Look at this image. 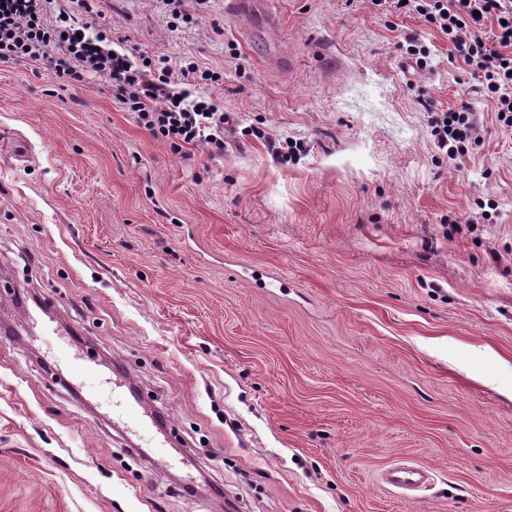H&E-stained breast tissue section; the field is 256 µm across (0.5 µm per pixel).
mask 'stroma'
Instances as JSON below:
<instances>
[{
    "mask_svg": "<svg viewBox=\"0 0 512 512\" xmlns=\"http://www.w3.org/2000/svg\"><path fill=\"white\" fill-rule=\"evenodd\" d=\"M93 37L216 72L224 148L175 152L110 83L0 62V317L54 303L168 423V462L0 335V512H512V128L442 34L370 0H268L288 75L225 0H88ZM417 34L425 68L402 44ZM483 138L449 159L429 104ZM265 132L245 135L246 127ZM303 143L280 161L275 142ZM417 463L407 500L380 483ZM384 484L398 490L426 489L432 479V471L418 465H393L381 473Z\"/></svg>",
    "mask_w": 512,
    "mask_h": 512,
    "instance_id": "1",
    "label": "stroma"
}]
</instances>
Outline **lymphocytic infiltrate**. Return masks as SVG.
<instances>
[{
  "mask_svg": "<svg viewBox=\"0 0 512 512\" xmlns=\"http://www.w3.org/2000/svg\"><path fill=\"white\" fill-rule=\"evenodd\" d=\"M381 12L405 9L448 41L512 127V0H371ZM50 0H0V62L33 61L65 83L105 78L116 101L139 124L175 151L223 148L230 116L216 103L193 96L192 86L212 74L190 62L173 69L167 57L134 58L103 38L82 33L67 8L49 14ZM431 132L439 149L456 159L479 141V116L468 106L432 109Z\"/></svg>",
  "mask_w": 512,
  "mask_h": 512,
  "instance_id": "lymphocytic-infiltrate-1",
  "label": "lymphocytic infiltrate"
}]
</instances>
